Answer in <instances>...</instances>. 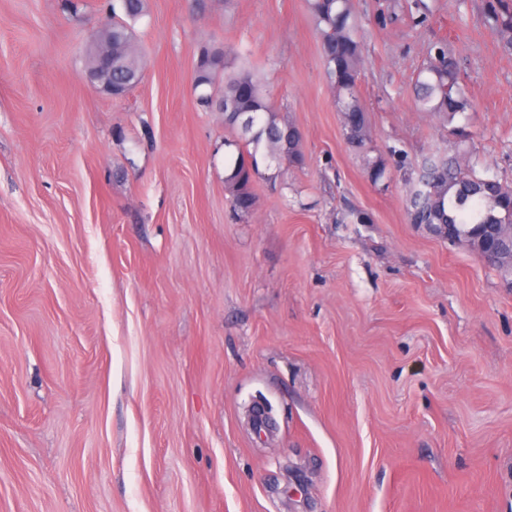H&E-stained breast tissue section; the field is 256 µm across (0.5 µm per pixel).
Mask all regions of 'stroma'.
I'll return each instance as SVG.
<instances>
[{"mask_svg": "<svg viewBox=\"0 0 512 512\" xmlns=\"http://www.w3.org/2000/svg\"><path fill=\"white\" fill-rule=\"evenodd\" d=\"M402 2L352 0L374 154L463 144L512 185V0ZM120 5L0 0V512H512V281L368 180L306 0H146L115 99L82 71ZM443 37L450 125L413 94ZM214 38L304 135L241 219Z\"/></svg>", "mask_w": 512, "mask_h": 512, "instance_id": "stroma-1", "label": "stroma"}]
</instances>
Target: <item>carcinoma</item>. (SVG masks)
I'll return each mask as SVG.
<instances>
[{"label": "carcinoma", "instance_id": "cac0c4a2", "mask_svg": "<svg viewBox=\"0 0 512 512\" xmlns=\"http://www.w3.org/2000/svg\"><path fill=\"white\" fill-rule=\"evenodd\" d=\"M321 41L325 77L334 90L337 112L346 144L362 156L365 174L377 185L391 181L388 163L371 155L370 131L357 81L364 65V35L351 0H306ZM124 17L113 16L106 28L93 35L88 67L112 48V85L131 89L143 78V67L132 22L145 11V0H122ZM194 90L202 96L233 100L224 111V126L232 138L224 145L235 149L225 165L224 187L230 206L239 216L256 206L254 178L264 164L270 172L305 163L303 135L299 128L271 101L261 79L247 60L221 41H213L198 60ZM415 104L422 112H435L451 124L474 110L460 80L457 61L448 54V41L439 39L426 46L424 61L415 81ZM407 221L410 224H453L473 234L485 226L499 228V249H512V185L502 182L488 167L463 163L439 148L425 156L415 175L404 182Z\"/></svg>", "mask_w": 512, "mask_h": 512}]
</instances>
